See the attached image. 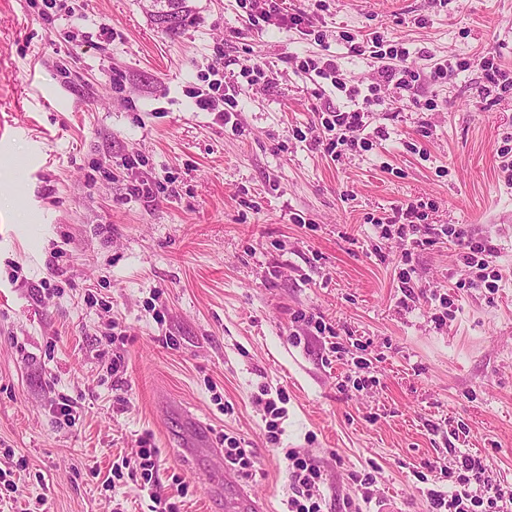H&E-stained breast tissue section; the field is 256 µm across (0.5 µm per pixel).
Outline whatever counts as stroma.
Masks as SVG:
<instances>
[{"mask_svg":"<svg viewBox=\"0 0 512 512\" xmlns=\"http://www.w3.org/2000/svg\"><path fill=\"white\" fill-rule=\"evenodd\" d=\"M44 4L0 0V469L21 490L0 512H151L155 491L177 512H232L240 487L288 512L291 450L320 466L324 512L347 498L429 512L428 490L455 481L416 471L460 452L490 460L512 512V90L477 95L487 53L512 74V0H325L316 26L340 80L374 90L369 122L387 134L336 160L291 135L355 104L289 62L322 54L313 37L250 26L238 0H189L174 36L152 0ZM344 31L402 44L424 74L448 62L421 87L435 108L375 87L377 60L349 56ZM255 62L268 81L244 74ZM218 82L237 125L194 104ZM141 183L154 201L133 195ZM416 200L429 223L492 245L497 288L469 287L476 272L444 237L415 253L406 298L403 247L373 222ZM57 249L65 273L50 280ZM61 394L75 424L53 412ZM189 412L218 449L240 440L250 471L186 458ZM144 440L153 477H113ZM367 468L368 504L352 479Z\"/></svg>","mask_w":512,"mask_h":512,"instance_id":"35a3bbf8","label":"stroma"}]
</instances>
